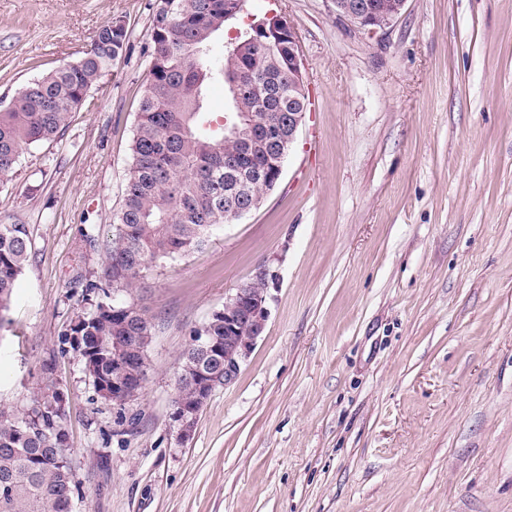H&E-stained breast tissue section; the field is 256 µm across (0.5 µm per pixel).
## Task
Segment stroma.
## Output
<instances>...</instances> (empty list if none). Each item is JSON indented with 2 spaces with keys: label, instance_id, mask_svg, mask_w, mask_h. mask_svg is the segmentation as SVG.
<instances>
[{
  "label": "stroma",
  "instance_id": "1",
  "mask_svg": "<svg viewBox=\"0 0 512 512\" xmlns=\"http://www.w3.org/2000/svg\"><path fill=\"white\" fill-rule=\"evenodd\" d=\"M162 0H0V102L80 59L121 60L60 140L0 174V224L33 250L0 325V406L43 361L70 414L75 512H512V0H405L384 30L331 0H247L299 34L309 106L278 185L122 301L156 332L118 420L63 335L89 312L121 200ZM266 329L185 443L170 415L193 332L259 270Z\"/></svg>",
  "mask_w": 512,
  "mask_h": 512
}]
</instances>
